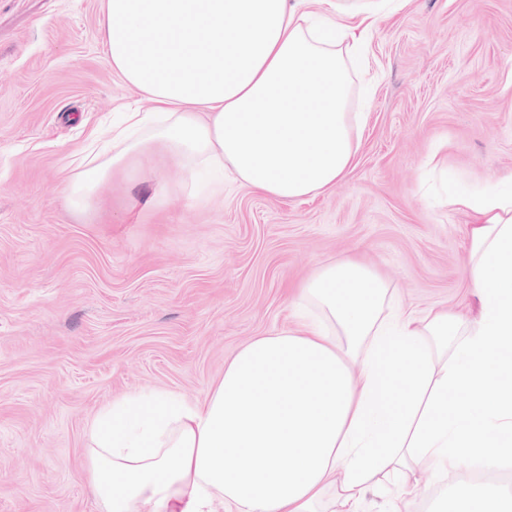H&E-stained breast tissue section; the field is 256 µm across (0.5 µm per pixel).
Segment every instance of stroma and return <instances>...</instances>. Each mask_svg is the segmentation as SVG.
Wrapping results in <instances>:
<instances>
[{"mask_svg": "<svg viewBox=\"0 0 512 512\" xmlns=\"http://www.w3.org/2000/svg\"><path fill=\"white\" fill-rule=\"evenodd\" d=\"M102 0H0V512H102L87 422L143 390L195 402L250 340L288 325L289 289L358 255L407 310L475 316L469 217L452 191L512 190V0H387L364 29L373 93L332 190L279 201L175 165L62 198L69 157L150 101L106 60ZM462 469L415 470L359 512H438Z\"/></svg>", "mask_w": 512, "mask_h": 512, "instance_id": "obj_1", "label": "stroma"}]
</instances>
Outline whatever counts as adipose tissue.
Wrapping results in <instances>:
<instances>
[{"instance_id": "ef3b65f1", "label": "adipose tissue", "mask_w": 512, "mask_h": 512, "mask_svg": "<svg viewBox=\"0 0 512 512\" xmlns=\"http://www.w3.org/2000/svg\"><path fill=\"white\" fill-rule=\"evenodd\" d=\"M101 45L153 107L125 108L111 152L74 153L72 211L156 157L185 187L228 171L279 200L333 189L355 159L362 38L342 17L289 0H106ZM449 202L472 214L475 318L406 311L356 258L325 266L290 298L291 326L242 347L203 402L147 390L96 413L88 478L104 512H315L329 493L357 512L406 470L511 458L512 192Z\"/></svg>"}]
</instances>
